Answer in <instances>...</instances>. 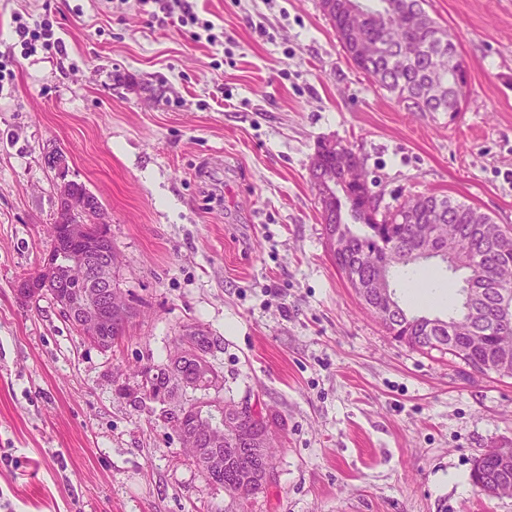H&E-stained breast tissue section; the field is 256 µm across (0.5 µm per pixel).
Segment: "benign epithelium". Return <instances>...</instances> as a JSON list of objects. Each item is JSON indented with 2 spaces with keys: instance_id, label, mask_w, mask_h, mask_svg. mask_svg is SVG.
Wrapping results in <instances>:
<instances>
[{
  "instance_id": "obj_1",
  "label": "benign epithelium",
  "mask_w": 512,
  "mask_h": 512,
  "mask_svg": "<svg viewBox=\"0 0 512 512\" xmlns=\"http://www.w3.org/2000/svg\"><path fill=\"white\" fill-rule=\"evenodd\" d=\"M47 164L54 172L58 193L57 216L52 224L53 237L67 239L71 250L65 256L48 253L41 258L39 274L18 282L17 292L25 297L42 292L50 294L63 315L76 323L93 342L112 333V327L124 324L130 300L121 289L112 287V253L102 250L101 244L109 238L110 221L106 210L93 201L84 191L76 190L74 181L68 179L69 166L65 155L55 153L47 157ZM76 213L90 216L87 222L70 223L68 218ZM381 296L378 311L384 316L400 320V312L389 283L381 278L373 282ZM196 337H183L174 356L177 365L192 358L197 367L191 378L184 381L191 390L198 380L208 378L206 368L209 357L196 349ZM245 409L239 404L235 411L224 414V425L219 428L183 425L180 439L195 449L194 459L209 472L224 473V441L236 437L237 418ZM250 452L257 456L261 467L257 477L261 482L274 478V470L265 458V437L250 442ZM494 459L499 461L497 473L480 481L482 494L496 497L504 485L512 483V448H492Z\"/></svg>"
}]
</instances>
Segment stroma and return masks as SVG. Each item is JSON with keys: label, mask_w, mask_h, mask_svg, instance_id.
I'll list each match as a JSON object with an SVG mask.
<instances>
[{"label": "stroma", "mask_w": 512, "mask_h": 512, "mask_svg": "<svg viewBox=\"0 0 512 512\" xmlns=\"http://www.w3.org/2000/svg\"><path fill=\"white\" fill-rule=\"evenodd\" d=\"M0 0V512H227L143 365L191 327L220 337L221 397L257 400L278 447L250 512H512L470 481L512 447V377L399 342L337 270L309 169L360 157L383 204L449 195L512 227V0H428L467 64L459 112H409L348 60L319 0ZM47 20L63 50L25 49ZM106 209L112 284L137 307L102 351L17 285L52 248L50 153ZM457 275L397 280L444 317Z\"/></svg>", "instance_id": "stroma-1"}]
</instances>
